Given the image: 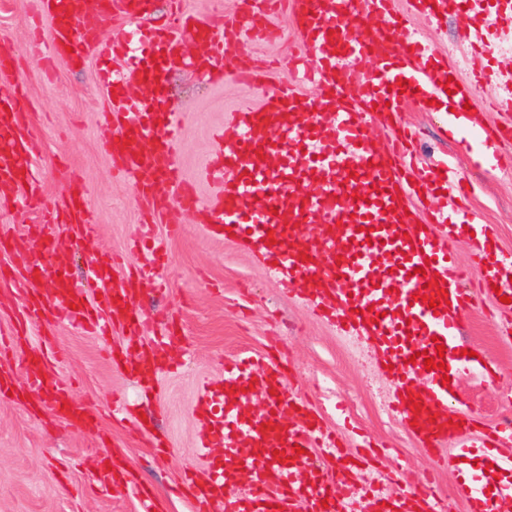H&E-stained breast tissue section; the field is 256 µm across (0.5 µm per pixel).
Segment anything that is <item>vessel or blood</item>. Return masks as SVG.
I'll return each mask as SVG.
<instances>
[{
  "mask_svg": "<svg viewBox=\"0 0 512 512\" xmlns=\"http://www.w3.org/2000/svg\"><path fill=\"white\" fill-rule=\"evenodd\" d=\"M164 26L147 28L153 0H34L36 18L50 26L47 59L73 64L95 60V77L109 89L103 113L105 140L117 176L132 180L155 209L167 205V190L190 211H201L216 234L243 242L270 265L283 289L306 301L318 317L343 336L365 337L383 364L392 368L397 389L389 409L431 456L450 452L453 459L480 461L478 478L463 476L457 486L468 512H512V481L498 448L512 441V420L476 428L464 410H451L457 378L470 359L462 355L461 324L474 305L462 283L456 245L467 239L479 262L485 293L500 290L506 302L497 311L512 323V256L503 254L490 225L465 213L469 190L456 170L420 165L416 130L397 117L409 103L426 105L445 92L447 67L432 47L411 32L413 16L437 21L448 11L474 10L476 0H411L397 13L394 0H244L233 19H200L171 0ZM286 4L306 47L302 61L313 66L316 96L305 95L286 80L260 104L241 105L231 116V134L216 131L217 151L201 165L212 186L202 197L196 185L181 181L174 158L179 149L176 112L163 107L166 74L186 66V41H194L216 78H223L224 48L241 36L274 38L269 13ZM128 28L106 43L101 30L113 17ZM405 30L399 40L395 29ZM124 56L123 68L108 61ZM18 75L9 50L0 51V185L9 184L14 203L39 210L41 220L12 240L22 266L19 325L13 343L25 341L27 328L48 318L80 326L104 323L128 329L130 340L117 368L142 381H154L178 360L172 339L139 343L143 326L138 310L144 284L162 268L165 248L153 232H144L139 248L146 257L136 271L121 272L111 252L90 262L100 296L90 302L66 275V261L52 251L46 233L65 226L78 239L96 236L92 205L70 180L64 203L44 204L26 162L34 150L28 114L18 95ZM388 121L391 138L381 149L371 144L370 120ZM477 160L490 161L504 131L470 126ZM455 194V211L417 202L437 193ZM51 278L52 286L36 288ZM447 292V304L429 308L428 298ZM445 345L444 368L412 362L415 353L435 356ZM23 384H16V375ZM418 397L421 408L410 399ZM48 410L51 418L84 430L97 429V418L71 404V390L59 378L44 351L29 350L22 361L0 353V398ZM212 447L208 474L195 479L194 512H355L341 496L340 478L309 470L313 449L336 460L353 458L368 465L362 452L347 453L320 414L288 387L280 363L250 356L224 368V384H203L197 401ZM99 481L117 492L136 495L140 512H154L152 497L141 493L122 459L110 456ZM365 512H436L429 488L394 496H367Z\"/></svg>",
  "mask_w": 512,
  "mask_h": 512,
  "instance_id": "obj_1",
  "label": "vessel or blood"
}]
</instances>
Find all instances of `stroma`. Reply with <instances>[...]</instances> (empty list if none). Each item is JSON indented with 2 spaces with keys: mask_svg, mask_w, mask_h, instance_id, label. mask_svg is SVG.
Segmentation results:
<instances>
[{
  "mask_svg": "<svg viewBox=\"0 0 512 512\" xmlns=\"http://www.w3.org/2000/svg\"><path fill=\"white\" fill-rule=\"evenodd\" d=\"M33 9V0H0V48L14 56L37 144L29 164L50 204L63 200L65 174L76 171L100 229L96 239L81 242L60 227L50 226L49 231L65 250L76 278L86 277L89 260L103 250L121 256L125 266H137L140 258L132 243L144 201L133 183L113 174L100 127L106 100L93 81L96 65L46 62L43 44L49 30L34 28ZM272 22L281 31L278 40L260 46L243 39L232 48L237 62H249L258 54L272 62L264 89L230 79L214 85L205 75L191 72L175 74L167 82L169 103L183 119V147L176 161L183 179L196 180L199 162L216 148L213 131L227 124L232 109L244 101L258 103L280 83L276 61L303 52L292 15L278 12ZM412 23L461 79H469L471 70L483 63L496 67L498 83L473 87L472 103L483 110L489 126L512 124V115L485 108L503 83L512 80V21H500L483 57L462 37L475 18L452 13L438 23L421 16ZM399 120L421 128L422 163L433 168L452 163L471 184L470 211L480 223L492 225L501 248L512 254V139L501 142L498 163L478 166L461 134L449 130L444 113L411 104ZM172 224L182 227L174 238L167 235ZM158 233L168 238V260L161 272L165 288L146 312L164 309L179 323L182 366L161 376L158 400L143 399L141 386L108 359L110 351L125 347L124 329L100 338L55 323L56 341L64 352L56 373L72 382L77 404L99 415L100 431L86 433L0 400V512H139L135 497L92 488L98 459L114 452L125 456L138 483L161 501L162 512H193L183 470L193 467L201 477L208 471L196 413L199 385L204 380L220 383L225 362L243 355H273L285 362L287 382L313 402L347 445L355 444L360 428L394 448V455L378 453L374 462L375 474L391 493H407L416 478L430 472L445 512H467L454 491L460 478L455 463L439 462L423 452L388 411L393 381L371 345L338 335L305 302L287 294L263 261L232 238H212L198 215L185 212L176 200H169ZM493 308L492 299L477 296L461 329L462 342L481 355L488 372L465 371L456 382L457 395L483 426L512 415V328L493 317ZM493 371L500 373V381L490 380ZM116 396L145 413L167 443L164 452L139 436L137 420L113 422Z\"/></svg>",
  "mask_w": 512,
  "mask_h": 512,
  "instance_id": "stroma-1",
  "label": "stroma"
}]
</instances>
